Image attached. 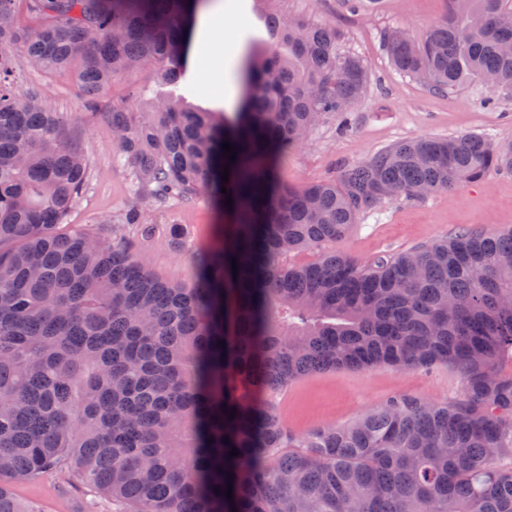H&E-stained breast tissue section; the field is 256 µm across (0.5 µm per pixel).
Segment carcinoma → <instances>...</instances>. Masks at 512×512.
I'll return each instance as SVG.
<instances>
[{"instance_id": "cac0c4a2", "label": "carcinoma", "mask_w": 512, "mask_h": 512, "mask_svg": "<svg viewBox=\"0 0 512 512\" xmlns=\"http://www.w3.org/2000/svg\"><path fill=\"white\" fill-rule=\"evenodd\" d=\"M208 2L0 0V512H35L11 481L67 470L124 512H512V231L462 228L364 264L324 249L386 199L511 171L512 143L414 138L333 179L283 184L277 161L352 112L370 73L336 29L270 14L244 59L241 111L181 96L91 108L136 202L110 226L70 224L90 164L59 114L19 91L17 60L72 70L90 95L142 66L177 83ZM383 47L434 91L511 90L512 4L448 0L423 38L390 27ZM206 190L232 197L224 232L191 281L170 284L125 228L148 241L147 208ZM302 249L320 256L290 262ZM441 364L464 379L450 404L395 397L304 435L277 411L308 374Z\"/></svg>"}]
</instances>
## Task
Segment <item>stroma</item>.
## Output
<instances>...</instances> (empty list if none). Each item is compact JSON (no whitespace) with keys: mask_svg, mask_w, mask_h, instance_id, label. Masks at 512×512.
<instances>
[{"mask_svg":"<svg viewBox=\"0 0 512 512\" xmlns=\"http://www.w3.org/2000/svg\"><path fill=\"white\" fill-rule=\"evenodd\" d=\"M247 0H228L226 8L236 29L230 39L224 67L223 92L202 93L203 76L189 72L188 86L158 81L153 67H143L109 86L100 106L137 108L143 99L186 95L201 110L227 111L238 104L243 85L237 77L241 57L250 40L263 36L249 13ZM270 7L283 16H296L336 28L343 52L365 60L370 83L364 101L352 112L351 129H339V117H329L279 164L280 178L291 186L335 177L392 143L424 136L474 132L497 142H512V93L488 94L479 82L438 94L409 76L396 72L383 49L382 32L402 25L415 37L441 19L448 0H362L352 8L348 0H272ZM23 87L39 91L64 118L90 160L92 176L77 199L71 223L99 224L119 215L135 199L129 167H116L111 131L98 124L88 109L89 97L68 73L45 75L22 70ZM160 229L150 242H136L143 264L172 284L188 282L194 272L189 255L177 254L164 228L182 225L185 241L203 248L220 236L224 210L209 193L173 201L154 213ZM468 227L484 233L512 230V172L495 171L484 180L421 199L404 197L384 201L361 214L336 251L366 263L448 238ZM463 379L451 366L431 370L375 367L313 373L294 381L277 400L282 421L291 433L303 435L323 425H347L371 408L396 396L429 402H452ZM14 494L35 512H112L111 500L97 494L79 477L52 473L12 484Z\"/></svg>","mask_w":512,"mask_h":512,"instance_id":"1","label":"stroma"}]
</instances>
